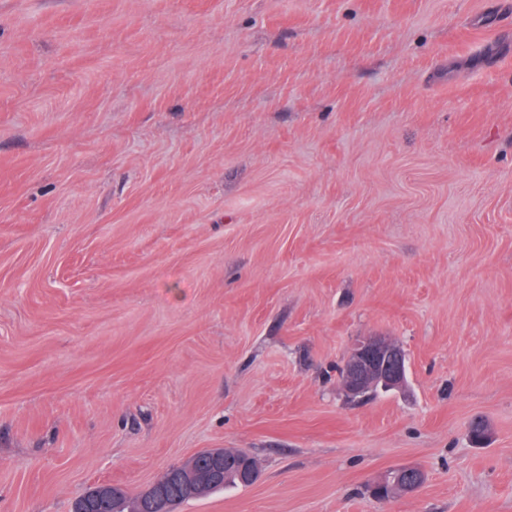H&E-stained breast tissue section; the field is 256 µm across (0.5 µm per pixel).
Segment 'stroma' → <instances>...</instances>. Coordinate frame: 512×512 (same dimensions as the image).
<instances>
[{
	"label": "stroma",
	"mask_w": 512,
	"mask_h": 512,
	"mask_svg": "<svg viewBox=\"0 0 512 512\" xmlns=\"http://www.w3.org/2000/svg\"><path fill=\"white\" fill-rule=\"evenodd\" d=\"M493 2L0 0V512L207 448L260 477L183 512H512ZM367 336L407 384L357 404ZM407 358L404 349L384 336H369L351 349L341 376V389L355 401L368 390L401 389L406 383ZM426 480V475L422 469L415 466H399L391 471V475L389 477V481H393V485L389 487L386 494L383 497L384 489L386 484L389 481L386 479H381L377 482H373L371 487V493L377 497H383L384 499H389L396 493H399L400 487H402V493H416L423 486ZM398 484L399 486L395 485Z\"/></svg>",
	"instance_id": "stroma-1"
}]
</instances>
